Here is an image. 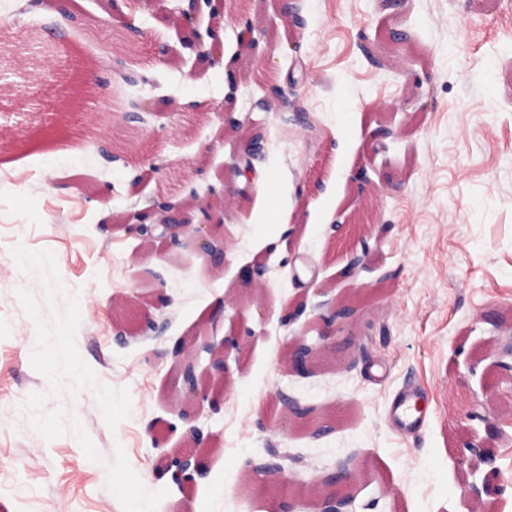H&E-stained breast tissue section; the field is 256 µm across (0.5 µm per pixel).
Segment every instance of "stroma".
<instances>
[{
    "mask_svg": "<svg viewBox=\"0 0 512 512\" xmlns=\"http://www.w3.org/2000/svg\"><path fill=\"white\" fill-rule=\"evenodd\" d=\"M300 3L305 24L291 30L278 0H228L221 62L185 51L164 65L158 47L178 42L164 15L143 0H77L82 26L10 61L19 76L0 81V512H270L251 495L259 457L301 482L351 460L353 512H512V380L487 356L512 344V0ZM54 18L49 0H0V49L18 25L40 34ZM123 18L140 31L134 42L114 35ZM247 24L276 45L271 81L291 104L288 127L254 79L258 57L238 50ZM120 61L146 82L119 86ZM162 98L164 117L134 119L133 102ZM222 110L266 119L262 163L286 221L263 223L255 186L224 219L223 264L192 247L151 255L118 229L127 213L168 192L245 183L227 167L235 139ZM380 124L399 137L374 154L368 132ZM104 139L127 164L99 156ZM362 166L380 192L375 222L350 239L368 253L351 284L374 295L336 333L349 341L342 363L289 373L285 349L332 299L317 288L343 267L332 227L355 207ZM65 176L72 186L58 190ZM257 261L268 283L254 292L241 270ZM224 297L244 320L222 318L216 336L240 347L219 410L195 419L208 479L182 489L159 477L186 446L170 350ZM134 303L152 329L124 327L121 309ZM409 387L426 414L403 433L389 409ZM289 398L336 406L342 419L320 438L286 430L264 408ZM489 420L503 438L460 461V438H483ZM477 474L505 495H472Z\"/></svg>",
    "mask_w": 512,
    "mask_h": 512,
    "instance_id": "obj_1",
    "label": "stroma"
}]
</instances>
